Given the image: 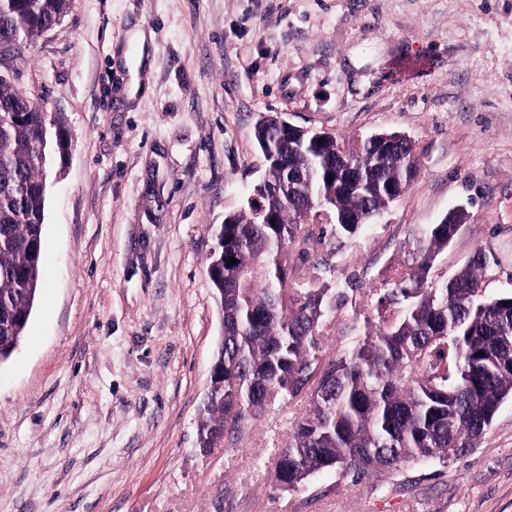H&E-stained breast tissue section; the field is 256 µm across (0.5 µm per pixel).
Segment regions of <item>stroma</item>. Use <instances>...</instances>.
<instances>
[{
    "label": "stroma",
    "mask_w": 512,
    "mask_h": 512,
    "mask_svg": "<svg viewBox=\"0 0 512 512\" xmlns=\"http://www.w3.org/2000/svg\"><path fill=\"white\" fill-rule=\"evenodd\" d=\"M137 30L149 89L130 100L117 56H138ZM8 74L72 149L47 178L43 287L0 364V512H512V398L448 465L356 483L274 486L304 399L198 444L223 333L208 257L263 172L259 114L350 148L398 131L419 154L364 238L314 225L290 277L326 264L370 291L461 206L431 278L482 249L488 293L512 292V0H71Z\"/></svg>",
    "instance_id": "stroma-1"
}]
</instances>
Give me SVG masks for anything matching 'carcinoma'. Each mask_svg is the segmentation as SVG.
Instances as JSON below:
<instances>
[{
	"label": "carcinoma",
	"mask_w": 512,
	"mask_h": 512,
	"mask_svg": "<svg viewBox=\"0 0 512 512\" xmlns=\"http://www.w3.org/2000/svg\"><path fill=\"white\" fill-rule=\"evenodd\" d=\"M69 0H0V47L14 51L61 19ZM266 193L259 223L253 207L224 216L207 275L224 315L216 363L224 377L206 394L198 442L240 440L245 422L276 402L305 398L310 413L279 449L274 485L294 490L336 471L357 482L409 463L448 460L474 448L512 396V293L491 296L482 271L489 256L447 280L429 278L448 248V211L423 240L420 262L369 292L333 288L323 273L296 288L281 266L290 248L307 252L312 232L299 222L318 197H336L331 233L354 241L400 198L418 173L414 143L397 132L347 149L322 133L313 142L285 135L281 118L253 127ZM71 146L59 118L19 97L0 79V363L24 336L41 288L47 169ZM301 172L295 198L277 192L283 173ZM236 259L237 263L227 266ZM348 317L338 357L320 350L326 323Z\"/></svg>",
	"instance_id": "1"
}]
</instances>
